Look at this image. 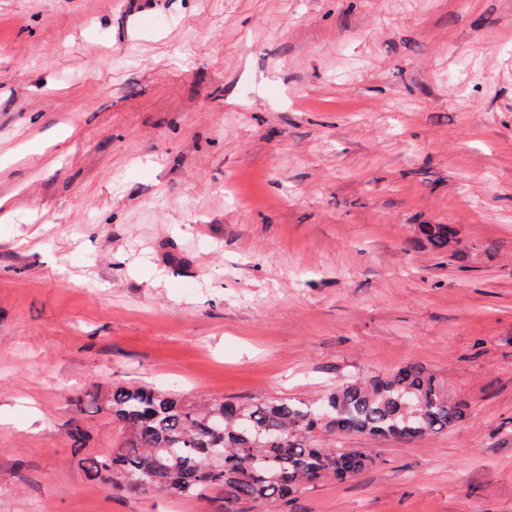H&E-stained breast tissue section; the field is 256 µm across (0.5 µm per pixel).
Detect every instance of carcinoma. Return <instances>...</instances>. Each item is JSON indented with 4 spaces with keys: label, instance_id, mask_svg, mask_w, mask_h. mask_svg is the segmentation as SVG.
Here are the masks:
<instances>
[{
    "label": "carcinoma",
    "instance_id": "obj_1",
    "mask_svg": "<svg viewBox=\"0 0 512 512\" xmlns=\"http://www.w3.org/2000/svg\"><path fill=\"white\" fill-rule=\"evenodd\" d=\"M414 242L459 259L454 224H414ZM112 420L127 432L115 451L87 459L96 479L135 493L197 497L219 489L224 512H288L297 492L345 482L375 459L318 436L360 434L413 440L448 430L463 415L440 381L416 364L385 379L350 380L310 402L298 398H210L191 403L149 386L116 387Z\"/></svg>",
    "mask_w": 512,
    "mask_h": 512
}]
</instances>
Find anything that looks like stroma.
Here are the masks:
<instances>
[{
    "label": "stroma",
    "mask_w": 512,
    "mask_h": 512,
    "mask_svg": "<svg viewBox=\"0 0 512 512\" xmlns=\"http://www.w3.org/2000/svg\"><path fill=\"white\" fill-rule=\"evenodd\" d=\"M408 363L463 416L290 512H512V0H0V512H223L90 476V386ZM413 241L435 252H451L459 259L467 253L459 248V231L454 224H413Z\"/></svg>",
    "instance_id": "stroma-1"
}]
</instances>
